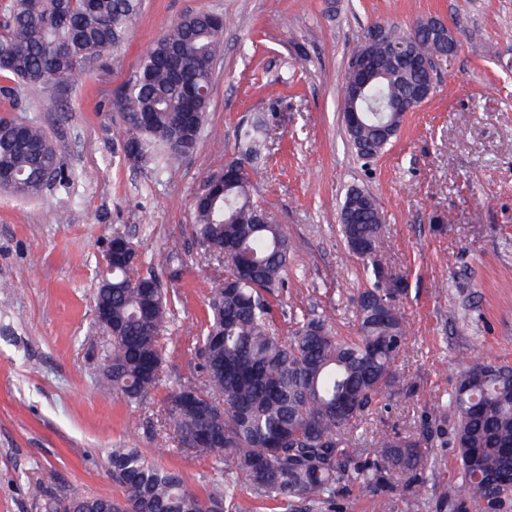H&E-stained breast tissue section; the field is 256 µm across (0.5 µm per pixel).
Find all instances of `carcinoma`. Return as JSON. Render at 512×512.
<instances>
[{"label":"carcinoma","instance_id":"1","mask_svg":"<svg viewBox=\"0 0 512 512\" xmlns=\"http://www.w3.org/2000/svg\"><path fill=\"white\" fill-rule=\"evenodd\" d=\"M144 0H0V94L21 91L41 100L69 85L86 65L118 52L143 14ZM386 40L410 44L423 60L445 55L437 32L391 26ZM224 23L199 11L176 21L117 90L112 111L124 128V155L137 154L164 167L194 151L208 110L213 72L221 57ZM422 75L404 71L364 90L362 124L349 135L357 155L372 160L389 141L385 129L402 125L392 101L415 98ZM266 149L263 126L240 141V157L227 163L232 179L208 177L195 197L193 235L203 253L224 263L221 288L209 298L206 327L196 337L203 376L165 399L167 423L179 443L212 454L224 465L223 486L198 494L177 472L163 469L135 448H114L112 478L123 497H74L50 502L47 512H228L239 480L283 503H320L336 487L357 486L372 512H390L395 480L419 481L428 462L429 430L382 437L369 461L354 462L359 419L377 397L405 387L394 364L407 328L381 288L399 287L377 259L382 229L375 199L350 190L340 214L346 243L366 244L356 255L373 280L353 299L356 332L338 336L311 319L281 336L271 324L269 295L288 266L291 242L280 225L260 222L266 210L251 197L261 176L256 160ZM14 176L10 193L32 198L70 174L38 125L0 117V174ZM112 314V343L104 353L105 390L138 402L159 387L164 360L162 331L174 320L173 304L155 276L138 264L112 265V287L94 295ZM434 420H457L462 483L451 491L455 512L475 502L481 512H512V367L491 358L463 366Z\"/></svg>","mask_w":512,"mask_h":512}]
</instances>
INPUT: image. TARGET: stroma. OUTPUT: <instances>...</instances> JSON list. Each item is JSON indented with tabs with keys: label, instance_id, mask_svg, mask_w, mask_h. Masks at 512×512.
Returning a JSON list of instances; mask_svg holds the SVG:
<instances>
[{
	"label": "stroma",
	"instance_id": "1",
	"mask_svg": "<svg viewBox=\"0 0 512 512\" xmlns=\"http://www.w3.org/2000/svg\"><path fill=\"white\" fill-rule=\"evenodd\" d=\"M203 10L223 15L224 51L199 146L161 172L132 164L109 99L174 22ZM433 16L456 32L457 52L437 62L432 96L384 153L359 159L341 112L354 50L375 24ZM1 113L42 125L72 180L35 198L0 192V512H44L37 485L59 500L120 497L115 448L139 449L200 494L222 482L213 456L183 449L165 425L164 400L202 376L194 338L224 277L192 234L193 200L258 115L267 174L253 197L294 247L273 304L279 333L323 318L354 334L352 299L370 275L341 236L340 209L359 188L383 215L378 258L400 281L409 326L395 366L411 386L364 415V447L433 420L434 401L476 355L512 366V0H145L104 66L36 103L0 97ZM119 233L175 306L161 384L138 403L101 391L108 340L93 296ZM457 453L449 435L435 437L420 483L399 487L392 512H454Z\"/></svg>",
	"mask_w": 512,
	"mask_h": 512
}]
</instances>
